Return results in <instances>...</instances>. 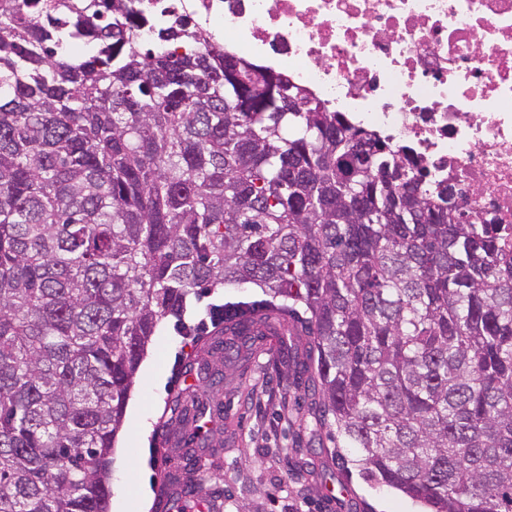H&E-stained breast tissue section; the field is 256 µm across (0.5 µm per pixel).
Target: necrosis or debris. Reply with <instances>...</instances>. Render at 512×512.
<instances>
[{
    "instance_id": "obj_1",
    "label": "necrosis or debris",
    "mask_w": 512,
    "mask_h": 512,
    "mask_svg": "<svg viewBox=\"0 0 512 512\" xmlns=\"http://www.w3.org/2000/svg\"><path fill=\"white\" fill-rule=\"evenodd\" d=\"M270 57L345 121L453 186L512 249V0H139Z\"/></svg>"
}]
</instances>
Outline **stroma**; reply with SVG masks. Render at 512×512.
<instances>
[{
  "instance_id": "obj_1",
  "label": "stroma",
  "mask_w": 512,
  "mask_h": 512,
  "mask_svg": "<svg viewBox=\"0 0 512 512\" xmlns=\"http://www.w3.org/2000/svg\"><path fill=\"white\" fill-rule=\"evenodd\" d=\"M257 288L202 289L181 319H167L147 347L112 452L110 512H136L130 495L148 485V512L162 493L183 497L203 483L206 512H422L401 492L345 475L334 443L308 426L316 408L277 336L224 346L214 307L261 298Z\"/></svg>"
}]
</instances>
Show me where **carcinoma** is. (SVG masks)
Returning a JSON list of instances; mask_svg holds the SVG:
<instances>
[{
  "instance_id": "1",
  "label": "carcinoma",
  "mask_w": 512,
  "mask_h": 512,
  "mask_svg": "<svg viewBox=\"0 0 512 512\" xmlns=\"http://www.w3.org/2000/svg\"><path fill=\"white\" fill-rule=\"evenodd\" d=\"M0 0V512H109L160 323L303 348L317 425L428 512H512V253L448 185L189 14ZM303 106L304 112L294 108Z\"/></svg>"
}]
</instances>
